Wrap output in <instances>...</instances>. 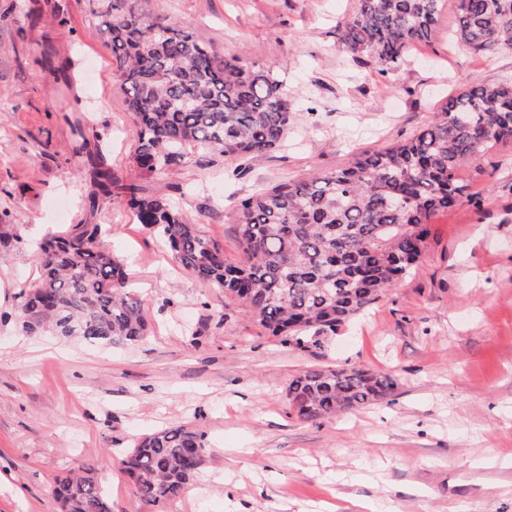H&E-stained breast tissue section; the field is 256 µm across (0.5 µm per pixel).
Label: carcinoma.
<instances>
[{"instance_id": "carcinoma-1", "label": "carcinoma", "mask_w": 512, "mask_h": 512, "mask_svg": "<svg viewBox=\"0 0 512 512\" xmlns=\"http://www.w3.org/2000/svg\"><path fill=\"white\" fill-rule=\"evenodd\" d=\"M442 8L443 0H355L339 42L353 61L386 75L431 39ZM457 11L455 37L473 53L512 48V0H457ZM103 17L139 169L162 180L195 148L245 166L280 146L293 111L273 68L221 58L185 28L154 22L127 0H108ZM511 138L512 81L473 83L404 142L239 199L236 264L167 195H146L112 175L85 140L73 152L87 158L102 194L163 238L180 266L238 300L268 334L299 347L336 333L406 279L425 258L432 219L469 196L458 172ZM105 232L79 224L37 244L40 278L17 295L16 319L26 332L101 345L147 336L144 300L104 246ZM397 386L393 376L367 369H312L289 382L288 400L297 419L315 422L371 405ZM208 452L204 432L179 425L139 438L120 464L139 499L155 506L183 494ZM53 493L60 512H112L89 467L58 480Z\"/></svg>"}]
</instances>
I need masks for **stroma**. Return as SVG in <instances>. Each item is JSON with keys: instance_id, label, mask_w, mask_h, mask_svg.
I'll return each instance as SVG.
<instances>
[{"instance_id": "35a3bbf8", "label": "stroma", "mask_w": 512, "mask_h": 512, "mask_svg": "<svg viewBox=\"0 0 512 512\" xmlns=\"http://www.w3.org/2000/svg\"><path fill=\"white\" fill-rule=\"evenodd\" d=\"M106 0H0V218L21 245L0 248V512H59L57 479L93 467L112 512H512V139L460 176L471 195L432 220L425 259L321 345L267 335L223 292L179 266L131 211L93 197L73 146L85 134L114 175L145 192L135 132L102 30ZM218 54L271 67L293 104L282 146L242 174L192 151L166 179L183 218L239 260V198L348 164L431 124L470 83L512 79V49L457 44L456 0L432 39L384 77L336 35L355 0H133ZM75 61L78 102L44 80ZM108 224L145 301L149 333L90 345L31 335L16 295L36 280L45 231ZM394 376L385 399L333 419L298 420L291 379L309 369ZM204 431L211 453L188 489L140 502L119 455L156 430Z\"/></svg>"}]
</instances>
